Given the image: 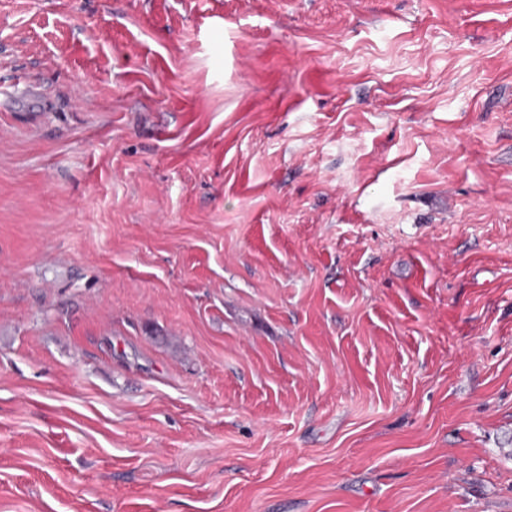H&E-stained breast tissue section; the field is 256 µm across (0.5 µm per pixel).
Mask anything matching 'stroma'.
Wrapping results in <instances>:
<instances>
[{"mask_svg": "<svg viewBox=\"0 0 512 512\" xmlns=\"http://www.w3.org/2000/svg\"><path fill=\"white\" fill-rule=\"evenodd\" d=\"M0 512H512V0H0Z\"/></svg>", "mask_w": 512, "mask_h": 512, "instance_id": "1", "label": "stroma"}]
</instances>
